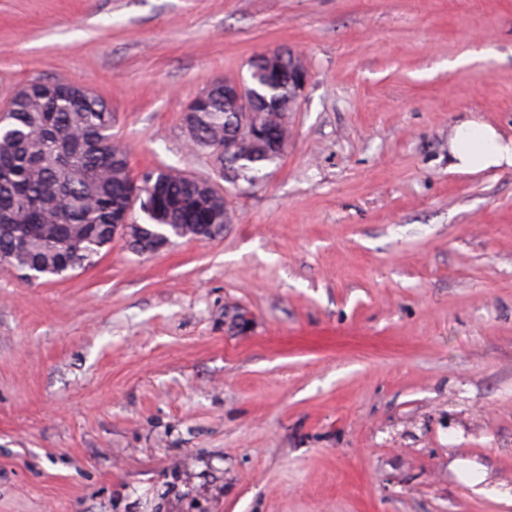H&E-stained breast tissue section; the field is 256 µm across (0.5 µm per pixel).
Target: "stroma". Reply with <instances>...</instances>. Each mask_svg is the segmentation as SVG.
Instances as JSON below:
<instances>
[{
	"label": "stroma",
	"mask_w": 512,
	"mask_h": 512,
	"mask_svg": "<svg viewBox=\"0 0 512 512\" xmlns=\"http://www.w3.org/2000/svg\"><path fill=\"white\" fill-rule=\"evenodd\" d=\"M277 49L288 145L225 182L185 107ZM33 81L234 221L0 268V512H512V168L448 170L459 123L512 136V0H0V108ZM288 73V87H292L293 89V99L297 101L301 94L303 93L305 87L307 86L310 79V71L306 65L301 68H297L295 71L287 70ZM285 85H282L280 90L278 89H269L264 88L262 94L268 97L269 99L272 97H280L283 100L290 95L289 88Z\"/></svg>",
	"instance_id": "35a3bbf8"
}]
</instances>
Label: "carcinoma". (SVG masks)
<instances>
[{"mask_svg":"<svg viewBox=\"0 0 512 512\" xmlns=\"http://www.w3.org/2000/svg\"><path fill=\"white\" fill-rule=\"evenodd\" d=\"M10 120L0 126V255L16 266L38 264L84 268L112 244V225L148 191L166 206L141 223L145 238L181 224L195 210L203 217L204 236L224 232V193L205 179L173 168L134 177L124 150L112 143V111L86 88L64 82H33L10 101ZM195 148L224 138V91L192 100ZM232 181L253 183L261 167L276 162L260 146L243 142Z\"/></svg>","mask_w":512,"mask_h":512,"instance_id":"cac0c4a2","label":"carcinoma"}]
</instances>
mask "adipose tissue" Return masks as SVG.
Masks as SVG:
<instances>
[{"label":"adipose tissue","instance_id":"ef3b65f1","mask_svg":"<svg viewBox=\"0 0 512 512\" xmlns=\"http://www.w3.org/2000/svg\"><path fill=\"white\" fill-rule=\"evenodd\" d=\"M449 169L460 174L512 168V136L479 119L456 126L448 144Z\"/></svg>","mask_w":512,"mask_h":512}]
</instances>
